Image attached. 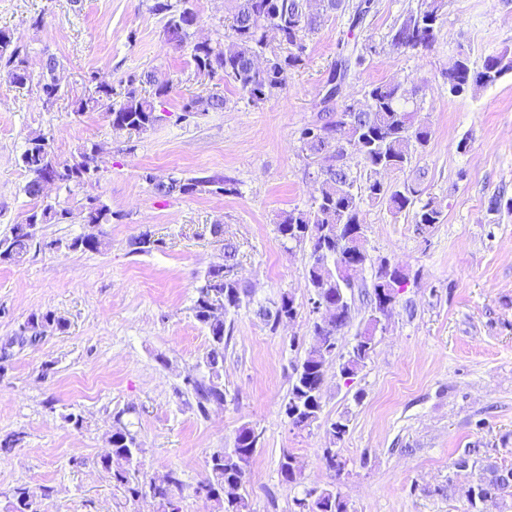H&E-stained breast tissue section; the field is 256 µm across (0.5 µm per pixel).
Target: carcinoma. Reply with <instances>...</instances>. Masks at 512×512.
Returning a JSON list of instances; mask_svg holds the SVG:
<instances>
[{
	"mask_svg": "<svg viewBox=\"0 0 512 512\" xmlns=\"http://www.w3.org/2000/svg\"><path fill=\"white\" fill-rule=\"evenodd\" d=\"M229 16L224 31L216 38L199 43L193 40L195 24L200 13L195 0H153L150 11L164 20V43L177 51H186L195 74L205 73L217 79L224 87H231L248 102L256 105L265 101L288 85L291 71L304 61L305 52L298 51L316 34L326 18L338 11H351V28L358 27L370 11L372 0H360L353 5L347 0H322L323 14L309 16L307 0H227ZM447 0H419L417 9L408 13L401 23L393 27L387 42L395 50H428L441 28ZM279 32V44L270 45L267 33ZM377 53L371 43L346 42L329 74L328 81H336V90H341L348 79L351 68L361 63L364 56ZM26 47L14 40L12 33L0 30V75L14 85L24 88L36 85L42 99H56L59 92L49 75L60 67L53 55L46 56L45 72L34 77L26 65ZM488 73L478 72L472 67L470 53L461 50L448 58V75L459 87L458 94L480 91L495 85L503 76L512 73V51L505 48L484 58ZM149 74H130L120 93V100L113 98L112 86L100 81L97 73L90 72L86 82L93 91L75 102L74 113L102 112L114 130L144 133L160 119L158 106L168 99L172 86L155 84L146 90ZM417 86H405L395 82H379L368 86L364 100L353 104H342L325 113L323 128L332 136L312 134V127L300 131L299 142L307 157L315 159L322 153H334L332 165L317 175L311 194V204L306 210L293 209L279 215L276 230L282 241L308 248V283L315 292L327 297H341L340 318L332 321L316 319L312 322V343L304 359L294 368L285 415L293 427L305 430L318 419L322 409L324 366L338 359V369L352 375L371 359L374 344L370 337L378 329L381 318L380 293L383 286L400 283L409 278V273L400 266L387 270L385 260H380L374 278L360 290L362 303L368 312V328L355 338L347 351L338 350L339 335L349 327L353 314L350 282L336 273V267L345 266L352 260L356 250L351 232L361 226L360 208L363 201L387 205L390 212L402 213L415 208L413 221L417 229L423 230L440 222L443 211L440 202L433 198L422 201L421 190L411 184L400 189L381 183L371 177L365 184H357L353 167L369 173L381 169L404 171L411 165L418 148L426 146L431 138L427 126L417 125L414 115L419 109ZM227 99L224 92L214 90L206 96L192 97L182 105V111L194 108L199 112L224 110ZM97 144L83 146L72 160H60L45 134H34L26 140L21 154L23 167L29 179L23 187L24 194L32 199L42 198L39 178L45 174L56 177L70 193L83 190L84 186L96 183L101 176L100 166L94 164L93 152ZM143 179L159 196L174 193L193 195L201 192L234 193L236 188L222 175L204 178H157ZM70 212L58 210L46 204L34 207L25 222L16 224L10 234L0 237V263L16 264L30 251L36 226L58 224L68 219ZM112 210L103 204L93 205L85 197L78 213L85 224L112 223ZM106 242L101 237L79 235L66 243L72 251H99ZM252 304L250 286L234 276H224L207 269L195 286L192 313L195 320L207 331L209 350L204 358L203 370L183 379L198 411L206 413L214 400L225 398L224 349L225 323L231 314ZM256 315L278 322L291 320L297 315L294 298L289 293L280 296L274 309L259 306ZM66 322L52 311L31 314L20 327L16 343L34 344L50 329L63 330ZM254 428L248 424L240 426L234 436L233 446L219 448L206 461V475L195 490L203 491L211 503L213 512H246L247 503L239 493L256 452L250 441ZM111 450L100 458L98 464L112 479L132 497L149 496L159 505L160 512H179L176 495L184 489L180 474L168 471V480L156 482L141 472L142 443L121 419L109 439ZM479 469L478 480L466 490L471 512H485L487 504L497 505L512 497V483L500 480L504 471L512 473V467L500 466L485 461L480 449L467 448L454 462L457 469L468 467ZM282 481L297 484L301 468L295 456L283 453L279 468ZM53 489L42 486L35 491L26 484L13 487L6 512H40L42 500L50 498ZM293 512H349L348 503L334 488L309 489L304 496L294 499Z\"/></svg>",
	"mask_w": 512,
	"mask_h": 512,
	"instance_id": "obj_1",
	"label": "carcinoma"
}]
</instances>
